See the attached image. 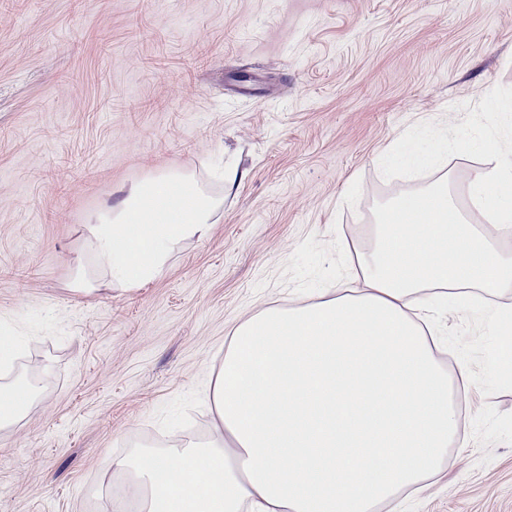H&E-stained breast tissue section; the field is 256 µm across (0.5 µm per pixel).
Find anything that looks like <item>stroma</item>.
<instances>
[{
  "label": "stroma",
  "mask_w": 512,
  "mask_h": 512,
  "mask_svg": "<svg viewBox=\"0 0 512 512\" xmlns=\"http://www.w3.org/2000/svg\"><path fill=\"white\" fill-rule=\"evenodd\" d=\"M510 112L512 0H0V334L22 342L12 378L45 380L0 429V512H89L135 441L192 417L207 436L233 328L347 279L377 203L449 170L468 206ZM442 140L438 166L398 160ZM170 171L223 195L209 236L142 287L73 292L88 215ZM497 304L435 306L461 425L440 474L377 512H512Z\"/></svg>",
  "instance_id": "35a3bbf8"
}]
</instances>
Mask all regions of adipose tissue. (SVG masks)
Listing matches in <instances>:
<instances>
[{"label":"adipose tissue","instance_id":"1","mask_svg":"<svg viewBox=\"0 0 512 512\" xmlns=\"http://www.w3.org/2000/svg\"><path fill=\"white\" fill-rule=\"evenodd\" d=\"M492 180H512V159L475 173L467 210L449 173L379 203L354 287L239 322L212 383L213 433L138 442L106 462L139 512H375L422 490L459 423L430 308L512 293V253L489 230L512 223V205L486 210ZM223 203L188 172L132 184L90 216L94 265H78L74 291L92 293L98 270L127 290L157 279L181 243L209 235ZM420 212L430 223H409ZM248 373L265 382L260 402L242 398Z\"/></svg>","mask_w":512,"mask_h":512}]
</instances>
